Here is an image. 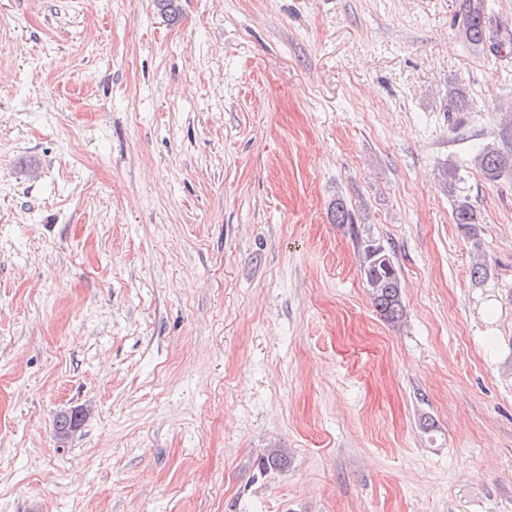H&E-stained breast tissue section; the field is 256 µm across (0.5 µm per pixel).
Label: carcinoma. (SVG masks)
Instances as JSON below:
<instances>
[{
  "label": "carcinoma",
  "instance_id": "obj_1",
  "mask_svg": "<svg viewBox=\"0 0 512 512\" xmlns=\"http://www.w3.org/2000/svg\"><path fill=\"white\" fill-rule=\"evenodd\" d=\"M461 10L463 40L473 48L485 46L490 36L484 12V0H462ZM475 166L489 182H496L512 173V113L506 112L499 124L498 137L483 144L474 157ZM332 220L336 224H352L354 219L344 201L336 199L331 206ZM453 220L466 231L471 238L477 236V224L480 223L475 207L467 196H457L453 208ZM360 274L372 306L379 316L389 324L398 323L404 314L402 303L403 282L391 251L379 241L366 238L360 242ZM82 410L62 412L54 420V431L60 440L66 439L84 420ZM288 458L278 448H271L258 463L264 473H273L284 469Z\"/></svg>",
  "mask_w": 512,
  "mask_h": 512
}]
</instances>
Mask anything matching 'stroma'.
Wrapping results in <instances>:
<instances>
[{"mask_svg": "<svg viewBox=\"0 0 512 512\" xmlns=\"http://www.w3.org/2000/svg\"><path fill=\"white\" fill-rule=\"evenodd\" d=\"M458 10L0 0V512H512V57ZM498 138L483 144L474 157L475 166L489 182L512 173V113L504 112ZM453 220L460 228L466 231L470 238L475 239L474 247L480 248V243L477 242V226L480 224L479 217L475 207L469 202L467 196H456L453 208ZM360 274L372 306L389 324L398 323L404 314L403 282L391 251L376 239L360 243ZM83 410H71L70 412H61L54 420V431L59 440L66 439L71 432L77 429L84 420Z\"/></svg>", "mask_w": 512, "mask_h": 512, "instance_id": "35a3bbf8", "label": "stroma"}]
</instances>
